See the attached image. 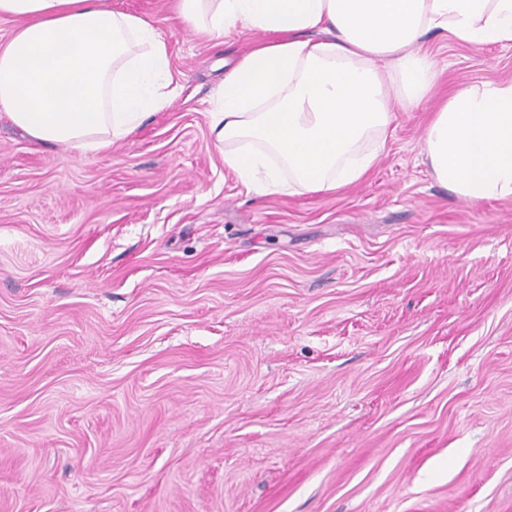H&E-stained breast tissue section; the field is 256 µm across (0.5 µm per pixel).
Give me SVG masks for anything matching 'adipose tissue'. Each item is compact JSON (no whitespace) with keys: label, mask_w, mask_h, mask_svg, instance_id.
Wrapping results in <instances>:
<instances>
[{"label":"adipose tissue","mask_w":512,"mask_h":512,"mask_svg":"<svg viewBox=\"0 0 512 512\" xmlns=\"http://www.w3.org/2000/svg\"><path fill=\"white\" fill-rule=\"evenodd\" d=\"M179 11L208 37L235 26L275 36L219 86L210 114L225 165L259 194L361 181L393 121L388 70L407 103L432 88L425 34L512 46V0H180ZM2 17L17 26L0 44V112L37 142L108 149L177 93L165 38L138 16L98 0H0ZM423 152L458 198L512 197V80L445 100Z\"/></svg>","instance_id":"ef3b65f1"}]
</instances>
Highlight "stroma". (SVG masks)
<instances>
[{"label":"stroma","instance_id":"obj_1","mask_svg":"<svg viewBox=\"0 0 512 512\" xmlns=\"http://www.w3.org/2000/svg\"><path fill=\"white\" fill-rule=\"evenodd\" d=\"M150 22L183 84L99 152L0 114V512H512V199L421 160L512 49L436 32L360 182L258 195L213 97L269 34Z\"/></svg>","mask_w":512,"mask_h":512}]
</instances>
